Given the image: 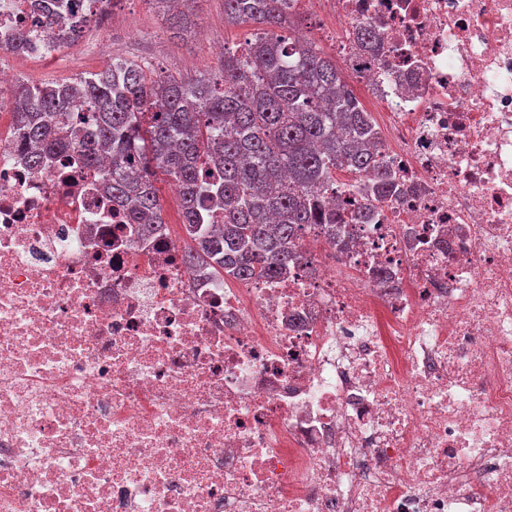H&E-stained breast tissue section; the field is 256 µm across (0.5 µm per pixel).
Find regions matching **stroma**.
<instances>
[{"label":"stroma","instance_id":"obj_1","mask_svg":"<svg viewBox=\"0 0 512 512\" xmlns=\"http://www.w3.org/2000/svg\"><path fill=\"white\" fill-rule=\"evenodd\" d=\"M187 19L191 29L172 27L153 0H112L106 20H93L55 59L8 56L0 65L27 84L65 82L99 72L103 59L134 61L146 70H164L186 79H207L223 64L217 46L235 48L249 27L224 22V0H193Z\"/></svg>","mask_w":512,"mask_h":512}]
</instances>
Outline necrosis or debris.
Segmentation results:
<instances>
[{"label": "necrosis or debris", "mask_w": 512, "mask_h": 512, "mask_svg": "<svg viewBox=\"0 0 512 512\" xmlns=\"http://www.w3.org/2000/svg\"><path fill=\"white\" fill-rule=\"evenodd\" d=\"M318 3L396 192L277 277L0 129V512H512V0Z\"/></svg>", "instance_id": "necrosis-or-debris-1"}]
</instances>
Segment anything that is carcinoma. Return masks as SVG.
<instances>
[{
  "instance_id": "cac0c4a2",
  "label": "carcinoma",
  "mask_w": 512,
  "mask_h": 512,
  "mask_svg": "<svg viewBox=\"0 0 512 512\" xmlns=\"http://www.w3.org/2000/svg\"><path fill=\"white\" fill-rule=\"evenodd\" d=\"M292 0H224V22L254 27L224 52L220 80L148 75L134 61L67 82L17 85L12 107L30 163L77 152L112 161V198L134 224L163 225L156 172L180 184L191 266L217 277L279 275L303 257L304 232L365 224L370 211L346 200L330 210L323 191L344 173L356 194L394 193L374 119L316 42L292 32ZM91 15L50 33L59 50ZM86 111L76 112L74 108ZM224 211V223H209Z\"/></svg>"
}]
</instances>
